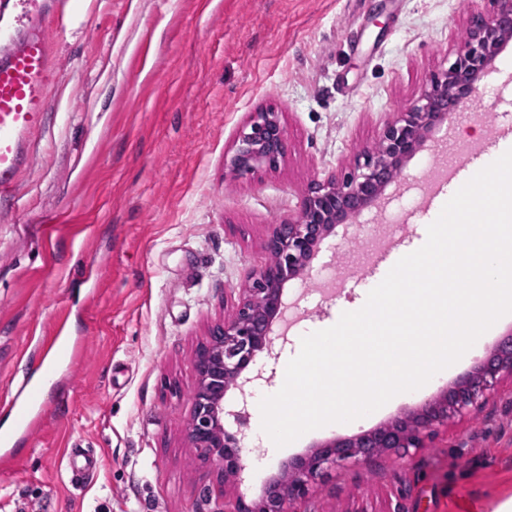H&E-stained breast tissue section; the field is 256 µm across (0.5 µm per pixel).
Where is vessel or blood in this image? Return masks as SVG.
<instances>
[{
	"label": "vessel or blood",
	"mask_w": 512,
	"mask_h": 512,
	"mask_svg": "<svg viewBox=\"0 0 512 512\" xmlns=\"http://www.w3.org/2000/svg\"><path fill=\"white\" fill-rule=\"evenodd\" d=\"M59 9L60 0H0V200L15 194L28 140L48 112L52 47L45 30ZM68 465L84 479L96 461L75 448Z\"/></svg>",
	"instance_id": "1"
}]
</instances>
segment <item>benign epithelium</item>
<instances>
[{
	"mask_svg": "<svg viewBox=\"0 0 512 512\" xmlns=\"http://www.w3.org/2000/svg\"><path fill=\"white\" fill-rule=\"evenodd\" d=\"M491 13L469 26L455 61L433 77L421 94L386 126L373 148L359 152L355 166L340 178L313 184L298 196L293 214L275 225L266 241L271 262L242 289L235 311L216 325L209 340L194 353L193 405L188 437L199 455L218 468L225 484L244 467L249 449L238 434L224 428V398L243 387L244 373L263 352H271V332L283 308V288L309 273L321 242L339 224L354 221L372 206L385 187L402 173L411 158L447 120L459 102L477 90L480 74L499 46L512 38V0H492ZM288 154V131L280 114L254 112L239 129L230 167L237 177L263 167L274 168ZM512 373V336L505 337L479 367L458 376L452 386L415 409L350 437H333L306 453L278 465L262 495L248 502L237 498L234 512H300L297 505L313 486L340 469L371 462L383 453L407 455L448 419L471 410L497 385L503 372Z\"/></svg>",
	"mask_w": 512,
	"mask_h": 512,
	"instance_id": "1",
	"label": "benign epithelium"
}]
</instances>
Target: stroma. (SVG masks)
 Listing matches in <instances>:
<instances>
[{
    "mask_svg": "<svg viewBox=\"0 0 512 512\" xmlns=\"http://www.w3.org/2000/svg\"><path fill=\"white\" fill-rule=\"evenodd\" d=\"M491 0H64L53 44L48 113L31 138L30 170L0 202V512H232L187 438L195 374L209 327L230 315L264 242L316 180L353 169L397 112L456 57ZM484 116L452 118L410 158L377 204L336 226L305 280L284 288L291 323L261 382L301 329L336 324L379 274L393 227L395 257L423 244L433 221L428 174L492 127L512 131V49L479 82ZM282 112L288 155L277 169L228 175L251 113ZM76 358L46 365L45 414L25 437L7 403L28 355L57 324ZM455 373L395 400L348 435L372 429L452 385ZM247 408L246 468L258 499L279 462L327 440L255 445ZM93 449L96 474L73 484L71 449ZM512 497V376L423 448L376 457L318 483L304 512H495Z\"/></svg>",
    "mask_w": 512,
    "mask_h": 512,
    "instance_id": "obj_1",
    "label": "stroma"
}]
</instances>
